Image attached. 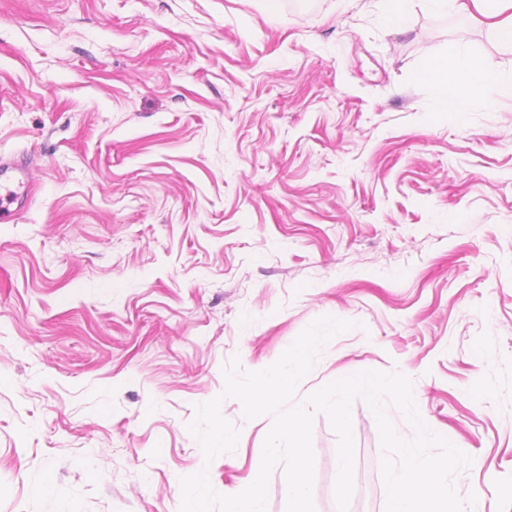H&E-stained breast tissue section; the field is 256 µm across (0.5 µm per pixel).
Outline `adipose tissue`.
<instances>
[{
	"mask_svg": "<svg viewBox=\"0 0 512 512\" xmlns=\"http://www.w3.org/2000/svg\"><path fill=\"white\" fill-rule=\"evenodd\" d=\"M419 76L432 81L441 105L451 107L461 118L474 101L494 102L508 83L507 78L464 50L431 59Z\"/></svg>",
	"mask_w": 512,
	"mask_h": 512,
	"instance_id": "adipose-tissue-1",
	"label": "adipose tissue"
}]
</instances>
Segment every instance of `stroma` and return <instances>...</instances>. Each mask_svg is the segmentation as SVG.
<instances>
[{
	"label": "stroma",
	"instance_id": "1",
	"mask_svg": "<svg viewBox=\"0 0 512 512\" xmlns=\"http://www.w3.org/2000/svg\"><path fill=\"white\" fill-rule=\"evenodd\" d=\"M464 48L512 76L473 0H0V512H179L181 477L253 480L271 416L205 462L188 429L222 367L352 321L294 399L356 367L413 381L473 459L472 512H512V96L439 107L416 74ZM350 512H385L376 419L352 406ZM337 436L313 425L316 512ZM29 170L30 162L24 157L9 163L1 162L0 190L1 193L3 191L7 195L5 202L0 204V221L2 223L8 222L12 215L9 209L10 204L20 197H28L30 191ZM4 186L11 187L13 191Z\"/></svg>",
	"mask_w": 512,
	"mask_h": 512
}]
</instances>
